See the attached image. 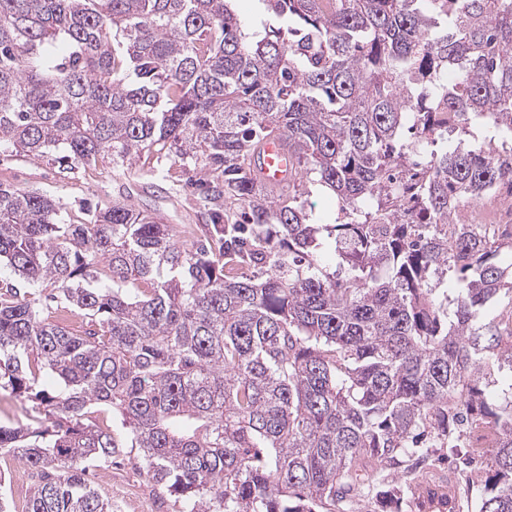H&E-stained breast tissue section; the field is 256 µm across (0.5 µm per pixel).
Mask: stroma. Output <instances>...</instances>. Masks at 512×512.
<instances>
[{"mask_svg":"<svg viewBox=\"0 0 512 512\" xmlns=\"http://www.w3.org/2000/svg\"><path fill=\"white\" fill-rule=\"evenodd\" d=\"M158 168L160 177L147 181L141 178L139 165L116 170L111 159L104 157L93 168L79 167L63 175L49 159L0 151V183L59 199L68 223L85 222L87 207L106 209L113 202L123 201L151 210L166 224H206L207 212L185 171L165 162L159 163ZM430 454L440 459L441 464L434 468L430 478L422 481L418 499L405 512H434L426 499L432 491H451L459 496L464 493L456 474L443 462L447 449L434 448ZM108 468L112 473L110 481L96 482L95 487L111 500L114 512H180V503L171 497L160 498L134 461L119 459L109 463Z\"/></svg>","mask_w":512,"mask_h":512,"instance_id":"obj_1","label":"stroma"}]
</instances>
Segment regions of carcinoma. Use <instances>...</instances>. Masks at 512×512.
Masks as SVG:
<instances>
[{
  "label": "carcinoma",
  "mask_w": 512,
  "mask_h": 512,
  "mask_svg": "<svg viewBox=\"0 0 512 512\" xmlns=\"http://www.w3.org/2000/svg\"><path fill=\"white\" fill-rule=\"evenodd\" d=\"M234 2L0 0V147L210 176L192 248L124 202L66 224L0 186V268L27 285L0 278V393L35 413L0 451L25 512H112L86 471L123 448L189 512H400L428 449L476 422L498 439L458 480L512 512V315H485L512 263L448 240L460 203L512 188V0H263L259 27ZM473 127L487 148L452 139ZM275 131L299 169L276 192L252 169ZM315 193L335 222H310ZM0 474L2 476V484L5 477V489L8 499L11 503L12 511L24 512L23 507L25 498L29 492V486L23 477L21 464L18 459L11 453L0 454ZM23 480L26 484L23 492L19 495L16 491L17 482Z\"/></svg>",
  "instance_id": "carcinoma-1"
}]
</instances>
